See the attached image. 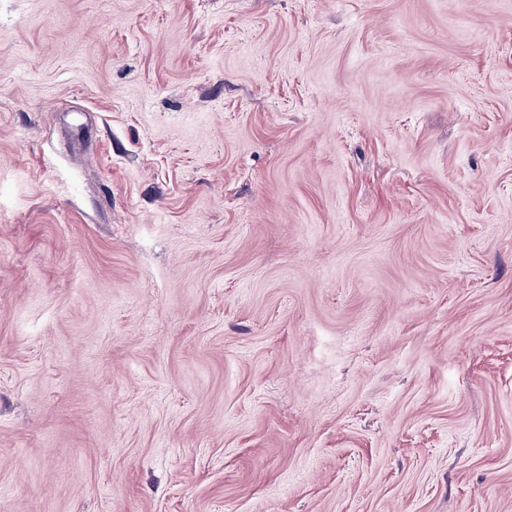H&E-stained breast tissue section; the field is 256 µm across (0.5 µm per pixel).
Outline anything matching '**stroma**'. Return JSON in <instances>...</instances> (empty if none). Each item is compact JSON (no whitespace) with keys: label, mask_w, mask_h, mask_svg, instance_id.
<instances>
[{"label":"stroma","mask_w":512,"mask_h":512,"mask_svg":"<svg viewBox=\"0 0 512 512\" xmlns=\"http://www.w3.org/2000/svg\"><path fill=\"white\" fill-rule=\"evenodd\" d=\"M0 512H512V0H0Z\"/></svg>","instance_id":"1"}]
</instances>
